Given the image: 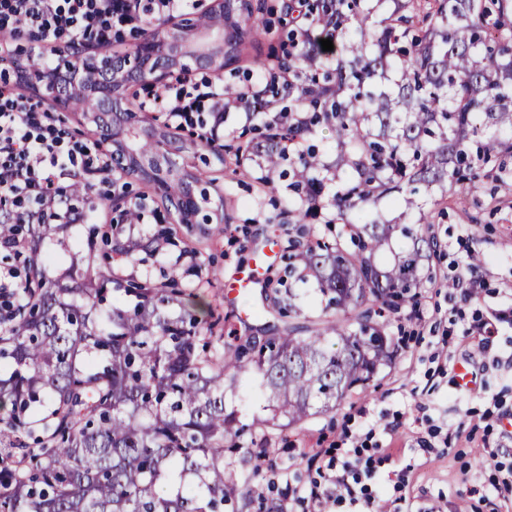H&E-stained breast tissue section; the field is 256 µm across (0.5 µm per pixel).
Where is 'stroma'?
I'll list each match as a JSON object with an SVG mask.
<instances>
[{"instance_id": "35a3bbf8", "label": "stroma", "mask_w": 512, "mask_h": 512, "mask_svg": "<svg viewBox=\"0 0 512 512\" xmlns=\"http://www.w3.org/2000/svg\"><path fill=\"white\" fill-rule=\"evenodd\" d=\"M286 0H265L264 10L249 23L239 55L225 64L224 84L246 90L257 86V66L278 70L288 47L290 26L282 8ZM8 82L17 93L42 101L60 125L76 138L101 143L82 112L56 108L42 91ZM103 151L111 144L101 143ZM183 167L208 172L212 200H223V221L178 227L177 245L167 260L176 266L180 287L194 291L224 317L225 342L243 336L245 325H280L271 312L272 292L284 265L265 258V249L280 251L287 242L288 215L278 204L288 196L287 180L268 179L265 169L234 156L203 163L191 155ZM425 213L441 255L432 263L431 282L420 289L415 307L406 308L387 329L398 340L390 366L384 367L364 393L346 396L333 413L320 415L284 431L271 432L268 455L259 475L227 512H258L256 489H266L269 503L282 502L285 491L301 496L328 463L343 424L372 432L371 447L387 462L373 480L383 498L395 501L398 512H512V493L499 486L500 475L488 458L512 469V327L500 325L490 341L469 333L488 308L512 309V193L490 177L476 180L466 203L441 200ZM486 283L477 297L463 300L452 280L468 263ZM263 268L254 301L264 306L254 318L237 297H226L224 275L249 264ZM482 373L481 384L468 389L456 384L457 365Z\"/></svg>"}]
</instances>
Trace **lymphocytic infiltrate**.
<instances>
[{"mask_svg": "<svg viewBox=\"0 0 512 512\" xmlns=\"http://www.w3.org/2000/svg\"><path fill=\"white\" fill-rule=\"evenodd\" d=\"M181 0H0V31L45 44L106 45L113 23L131 20L146 9L157 16L173 15ZM68 179L91 186L109 198L114 182L108 156L68 139L48 112L27 98L0 88V204L11 205L20 224H38L46 217L40 201L49 196L57 215L70 224L90 223L89 212L72 208L66 196H52L56 181ZM313 480L305 498L306 512H326L328 503H349L373 512L376 498L367 481L378 464L363 441L352 435Z\"/></svg>", "mask_w": 512, "mask_h": 512, "instance_id": "1", "label": "lymphocytic infiltrate"}]
</instances>
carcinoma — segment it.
<instances>
[{
    "label": "carcinoma",
    "mask_w": 512,
    "mask_h": 512,
    "mask_svg": "<svg viewBox=\"0 0 512 512\" xmlns=\"http://www.w3.org/2000/svg\"><path fill=\"white\" fill-rule=\"evenodd\" d=\"M341 2L304 0L312 25L343 39L342 57L300 33L281 66L301 119L263 123L249 143L272 174L285 140L336 130L333 162L307 150L289 163L297 198L283 207L298 224L285 246L288 276L316 281L325 302L316 319L219 350L211 304L198 305L173 278H124L111 266L114 256L138 264L142 252L162 254L169 229L144 241L124 223L110 235L95 226L88 252L52 282L42 247L62 225L0 222L1 244H28L18 287L0 296L9 313L0 328V439L9 442L0 448V512H224L244 465L267 453V437L226 407L242 372L271 411L259 424L281 430L335 410L391 363L388 316L415 304L439 245L424 221L399 228L373 217L372 205L398 193L418 208L420 189L436 187L462 200L484 164L512 158V0H428L412 12L414 0ZM161 139L189 148L165 132L121 130L126 173L157 185L163 204L180 199L177 223H208L206 190L189 200L174 161L155 151ZM342 173L348 186L332 205L353 227L350 249L339 238L312 241L310 226ZM397 229L408 244L379 262ZM296 298L284 289L278 314L302 315Z\"/></svg>",
    "instance_id": "obj_1"
}]
</instances>
